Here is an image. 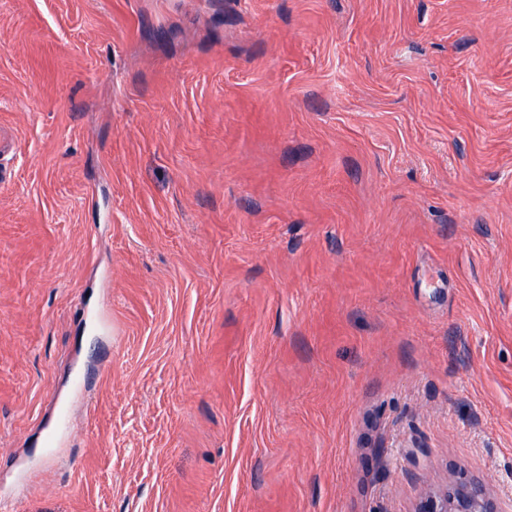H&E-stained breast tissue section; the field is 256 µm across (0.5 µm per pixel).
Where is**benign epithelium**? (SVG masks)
<instances>
[{
	"instance_id": "benign-epithelium-1",
	"label": "benign epithelium",
	"mask_w": 512,
	"mask_h": 512,
	"mask_svg": "<svg viewBox=\"0 0 512 512\" xmlns=\"http://www.w3.org/2000/svg\"><path fill=\"white\" fill-rule=\"evenodd\" d=\"M502 504L487 482L459 474L441 489H424L414 512H512Z\"/></svg>"
}]
</instances>
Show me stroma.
Returning a JSON list of instances; mask_svg holds the SVG:
<instances>
[{
  "mask_svg": "<svg viewBox=\"0 0 512 512\" xmlns=\"http://www.w3.org/2000/svg\"><path fill=\"white\" fill-rule=\"evenodd\" d=\"M0 169V512L512 495V0H0Z\"/></svg>",
  "mask_w": 512,
  "mask_h": 512,
  "instance_id": "stroma-1",
  "label": "stroma"
}]
</instances>
